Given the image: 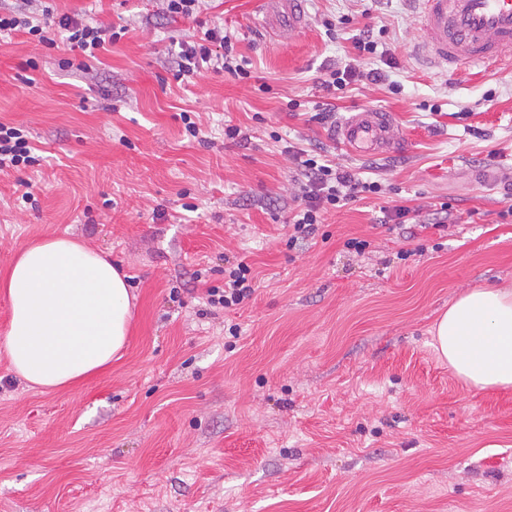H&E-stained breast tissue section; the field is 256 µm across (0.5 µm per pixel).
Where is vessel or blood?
Instances as JSON below:
<instances>
[{"label": "vessel or blood", "mask_w": 512, "mask_h": 512, "mask_svg": "<svg viewBox=\"0 0 512 512\" xmlns=\"http://www.w3.org/2000/svg\"><path fill=\"white\" fill-rule=\"evenodd\" d=\"M426 60L454 72L464 66L502 60L512 54V0H419ZM351 153L387 155L401 144L392 113L358 110L336 128Z\"/></svg>", "instance_id": "obj_1"}]
</instances>
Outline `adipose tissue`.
Listing matches in <instances>:
<instances>
[{
    "label": "adipose tissue",
    "instance_id": "adipose-tissue-1",
    "mask_svg": "<svg viewBox=\"0 0 512 512\" xmlns=\"http://www.w3.org/2000/svg\"><path fill=\"white\" fill-rule=\"evenodd\" d=\"M10 304L4 345L29 387L73 388L111 366L129 340L127 276L111 258L64 234L22 249L0 275ZM434 348L478 390L512 389V289L475 288L433 327Z\"/></svg>",
    "mask_w": 512,
    "mask_h": 512
}]
</instances>
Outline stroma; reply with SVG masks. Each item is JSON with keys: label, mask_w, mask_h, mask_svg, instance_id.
Here are the masks:
<instances>
[{"label": "stroma", "mask_w": 512, "mask_h": 512, "mask_svg": "<svg viewBox=\"0 0 512 512\" xmlns=\"http://www.w3.org/2000/svg\"><path fill=\"white\" fill-rule=\"evenodd\" d=\"M46 4L126 32L85 71L63 67L66 45L0 37V121L43 157L0 172V272L66 233L109 253L135 300L127 349L82 386L31 389L0 349V512H512V390L467 388L433 346L458 295L512 289V69L431 65L416 0H305L297 30L262 0H203L189 18L164 0ZM202 21L250 78L174 79L173 44ZM367 29L379 54L355 47ZM345 65L354 80L327 94ZM324 104L392 112L404 148L348 152L310 121ZM291 145L381 187L293 248ZM403 201L459 220L401 261V230L376 218ZM239 258L253 296L208 305Z\"/></svg>", "instance_id": "obj_1"}]
</instances>
